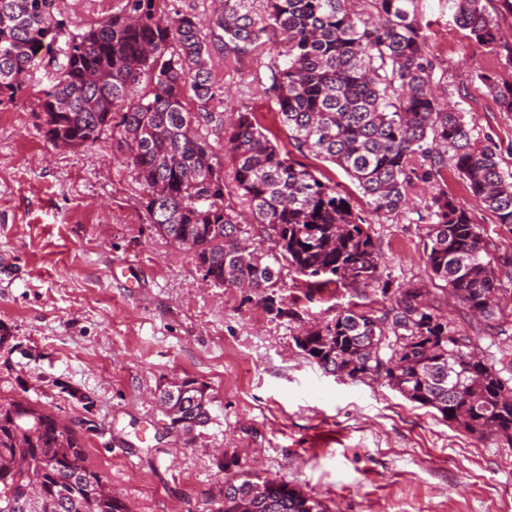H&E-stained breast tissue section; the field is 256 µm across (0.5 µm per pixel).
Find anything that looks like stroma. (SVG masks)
<instances>
[{"label":"stroma","mask_w":512,"mask_h":512,"mask_svg":"<svg viewBox=\"0 0 512 512\" xmlns=\"http://www.w3.org/2000/svg\"><path fill=\"white\" fill-rule=\"evenodd\" d=\"M119 0H62L72 32L111 17ZM438 67L433 80L458 101L474 137L495 147L512 173V112L501 111L481 72L512 82V67L458 27L448 0H420ZM272 51L217 52L215 83L226 90L224 126L198 133L224 166L225 199L243 237L258 239L250 206L234 181L224 127L256 113L268 139L288 130L267 101ZM55 66L41 56L25 95L0 105V397L29 398L84 433L90 464L129 512H214L228 479L261 471L322 501L330 512H512V448L449 426L434 409L405 400L383 379L352 382L324 373L295 344L300 331L342 309L384 308L373 288H316L282 270L275 288L288 316L274 319L258 298L213 285L192 253L149 224L146 193L118 144L103 132L93 146L57 145L37 113ZM367 218L394 286L421 288L476 352L512 362V337L488 336L449 301L425 270L416 212L430 195L419 183L397 214L376 216L334 164L319 163ZM449 194L512 261V231L472 196L455 169ZM133 266L136 278L120 276ZM194 378L211 395L210 420L191 434L170 428L160 388Z\"/></svg>","instance_id":"1"}]
</instances>
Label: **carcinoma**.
Masks as SVG:
<instances>
[{"label": "carcinoma", "mask_w": 512, "mask_h": 512, "mask_svg": "<svg viewBox=\"0 0 512 512\" xmlns=\"http://www.w3.org/2000/svg\"><path fill=\"white\" fill-rule=\"evenodd\" d=\"M167 0H120L112 17L72 34L59 0H0V105L28 87L36 58L65 39L59 77L39 99L47 137L90 147L106 131L147 192L148 221L191 252L216 286L248 288L267 314H287L273 292L283 264L327 286L373 287L390 308L345 309L296 337L326 373L352 381L377 376L410 402L479 440L512 447V374L478 356L419 288H392L366 219L332 179L290 157L239 113L225 137L234 179L262 240L240 245L234 209L224 200V167L194 134L203 118L224 124L209 68L218 48L246 55L281 37L266 89L290 144L303 157L337 165L378 216L407 204L418 182L432 187L417 223L430 278L480 319L491 336L512 331V265L489 260L491 244L468 209L441 184L453 166L473 197L512 230V174L496 151L478 145L459 104L440 100L417 0H223L208 19L162 18ZM455 23L494 50L500 42L485 0H448ZM481 81L504 112L512 82ZM180 404L171 425L185 432L209 421L205 384L186 378L161 391ZM38 494L35 512H128L106 477L87 463L85 438L53 413L22 399L0 400V512ZM216 512H328L290 483L254 472L224 482Z\"/></svg>", "instance_id": "1"}]
</instances>
